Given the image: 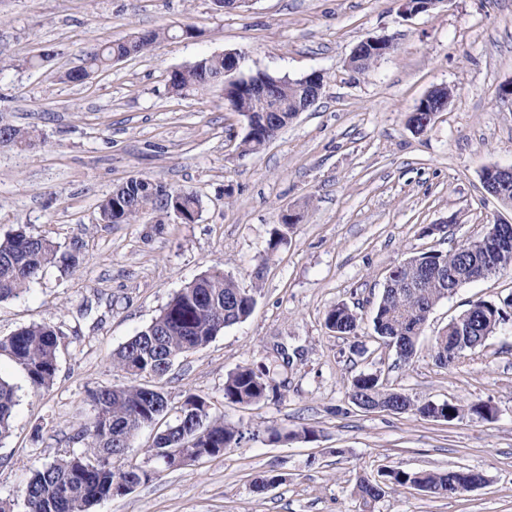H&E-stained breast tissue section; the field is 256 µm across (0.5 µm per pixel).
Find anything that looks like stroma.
<instances>
[{
	"mask_svg": "<svg viewBox=\"0 0 512 512\" xmlns=\"http://www.w3.org/2000/svg\"><path fill=\"white\" fill-rule=\"evenodd\" d=\"M189 25L198 37L181 38ZM156 28L173 39L84 83L64 81L85 53ZM368 38L394 49L355 71L349 57ZM229 51L244 77L324 75L316 104L256 154L239 148L247 119L223 86L168 91L172 70ZM37 56L42 64L30 66ZM511 82L512 0H441L406 17L397 0H250L235 9L214 0H0V121L39 135L31 150L0 145V235L23 224L60 251H80L76 268L50 265L0 303V336L42 322L60 331L47 392L0 357V379L17 390L0 439V499L22 503L35 467L82 451L73 436L95 414L90 390L124 379L113 352L176 291L219 267L256 290L251 315L182 355L156 385L174 409L186 394L204 397L211 416L244 430L241 446L161 471L92 512H512V266L439 301L410 363L372 324L400 263L512 222L481 183L485 167L512 166V100L500 96ZM439 86L451 91L447 109L415 133L410 112ZM134 176L192 192L197 220L147 210L132 224L101 223L99 203ZM289 210L300 220L267 257ZM442 222L447 235L428 233ZM480 300L506 305V321L482 347L437 365L435 336ZM339 302L359 314L356 335L326 327ZM248 362L268 366L277 397L226 402V375ZM362 372L417 401L490 403L496 417L361 410L347 388ZM270 427L295 438L268 442ZM305 427L318 439L297 438ZM389 467H463L486 483L449 497L404 487L363 507L357 480ZM262 472L281 480L255 491Z\"/></svg>",
	"mask_w": 512,
	"mask_h": 512,
	"instance_id": "stroma-1",
	"label": "stroma"
}]
</instances>
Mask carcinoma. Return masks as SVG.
<instances>
[{
	"label": "carcinoma",
	"mask_w": 512,
	"mask_h": 512,
	"mask_svg": "<svg viewBox=\"0 0 512 512\" xmlns=\"http://www.w3.org/2000/svg\"><path fill=\"white\" fill-rule=\"evenodd\" d=\"M169 37L164 29L136 33L112 42L86 56L82 65L65 73V79L80 83L91 74L103 71L124 58L151 51ZM224 76V55L203 57L168 79V90L176 96L201 93ZM250 81L277 83L272 100L245 101L240 89L229 91V104L253 110L260 136L244 138V153H258L267 141L268 131L283 128L293 120L303 90L299 81L258 73ZM0 137L19 149L35 145L38 134L10 124H0ZM201 208L191 192L174 190L149 177H134L117 186L99 205L101 221L128 224L147 209L168 217L179 214L189 224ZM57 247L44 237L35 236L20 226L0 237V302L17 297L29 289L40 271L55 260ZM512 266V245L480 241L466 248L459 246L446 253H424L395 267L389 274L374 309L376 336L395 350L398 360L410 362L416 356V341L430 311L457 288L469 282L475 270L490 276ZM255 296L239 288L233 276L214 269L187 283L160 309L156 317L129 338L113 354L112 364L124 372L125 381L97 387L91 394L95 415L80 427L75 439L84 450L56 459L34 470L24 491L23 512H89L97 502L114 495L115 487L125 483L137 487L148 482L154 471L137 464L115 466L144 427L165 416L169 405L165 393L141 383L150 376L161 379L181 355L209 344L225 328L244 321L252 312ZM503 308L491 301H477L453 318L435 337V361L448 365V352L461 356L482 346L506 320ZM325 324L345 336L356 334L358 314L344 303L333 305ZM59 331L47 323L20 328L0 336V356L6 355L26 372L31 387L46 391L58 370ZM270 370L263 363L244 364L229 372L224 380V400L232 404L253 405L276 393L269 384ZM348 397L355 406L365 405L397 414L412 412L424 419L453 421L465 415L491 419L494 409L483 402L466 405L433 401L417 402L407 394L389 389L376 374L360 373L351 380ZM15 390L0 379V438L10 429ZM179 411L182 427H166L146 450L148 459L167 469L192 465L202 456L218 457L237 448L244 432L237 426L210 418L207 401L196 394L186 395ZM486 478L478 471L459 468L446 472L385 469L380 479L361 478L356 494L366 505L399 487H412L437 495L448 489H469Z\"/></svg>",
	"instance_id": "cac0c4a2"
}]
</instances>
